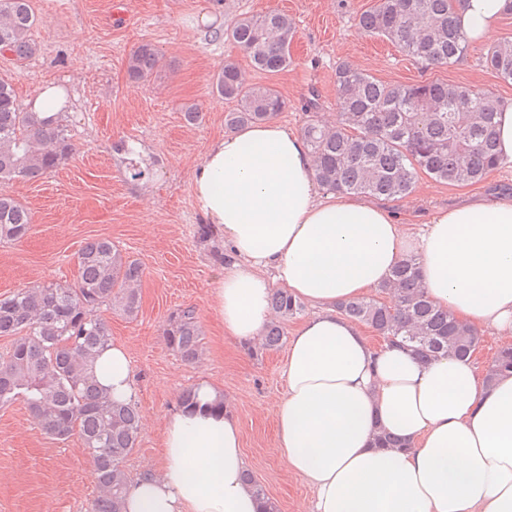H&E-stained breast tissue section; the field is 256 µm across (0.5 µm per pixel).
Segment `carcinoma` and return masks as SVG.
Here are the masks:
<instances>
[{
	"instance_id": "obj_1",
	"label": "carcinoma",
	"mask_w": 512,
	"mask_h": 512,
	"mask_svg": "<svg viewBox=\"0 0 512 512\" xmlns=\"http://www.w3.org/2000/svg\"><path fill=\"white\" fill-rule=\"evenodd\" d=\"M450 2L376 0L361 15L360 27L368 36L389 40L425 68L450 66L469 49ZM37 22L31 0H0V52L18 61L34 56L39 50L33 38ZM295 35L293 20L279 11L240 17L224 30V37L267 73L291 64ZM158 63L155 46L142 43L128 58V76L144 81ZM484 63L499 79L512 82V39L490 48ZM334 84L339 123L311 119L303 128L315 178L332 193L395 200L413 193L423 175L472 185L504 166L494 122L499 99L487 90L440 80L387 83L345 61L336 64ZM212 93L235 103L224 115L229 131L271 121L288 107L279 91L246 83L239 67L228 61L213 76ZM65 119L64 112L45 119L38 112L21 111L11 85L0 80V185L40 177L72 154ZM30 228L28 209L1 192L0 244L23 239ZM76 266L72 284L44 282L0 299V336L15 337L12 351L0 357V406L22 401L46 434L61 441L78 435L99 489L89 512H122L129 482L124 460L137 447L142 416L134 402L114 401L97 384L95 360L111 343L98 309L137 317L143 268L108 239L87 242ZM378 293L388 299L362 296L339 303L338 310L426 361L440 355L466 357L480 341L476 329L429 299L415 255L394 267ZM271 304L275 319L252 347L256 353L280 346L285 336L281 322L304 308L284 289L272 293ZM165 336L183 361L194 363L202 356L203 333L194 308L173 313ZM509 370L511 344L498 347L486 378ZM245 478L264 503L263 512H279L254 475L248 472Z\"/></svg>"
}]
</instances>
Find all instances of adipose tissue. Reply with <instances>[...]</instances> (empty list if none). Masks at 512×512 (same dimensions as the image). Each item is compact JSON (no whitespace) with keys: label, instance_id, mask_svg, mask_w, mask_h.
I'll return each instance as SVG.
<instances>
[{"label":"adipose tissue","instance_id":"obj_1","mask_svg":"<svg viewBox=\"0 0 512 512\" xmlns=\"http://www.w3.org/2000/svg\"><path fill=\"white\" fill-rule=\"evenodd\" d=\"M511 6L454 0V15L469 41L494 44ZM192 187L236 257L214 288L225 335L257 339L277 286L314 309L282 363L273 448L312 488L307 512H512V374L485 380L469 357L421 363L336 311L414 254L434 304L511 341L512 197L438 210L414 233L370 199L321 192L307 142L274 121L213 141ZM95 375L113 399L134 398L123 345L100 352ZM379 430L404 449L374 447ZM161 446L162 470L130 481L124 512H263L243 478L240 424L212 382L166 416Z\"/></svg>","mask_w":512,"mask_h":512}]
</instances>
